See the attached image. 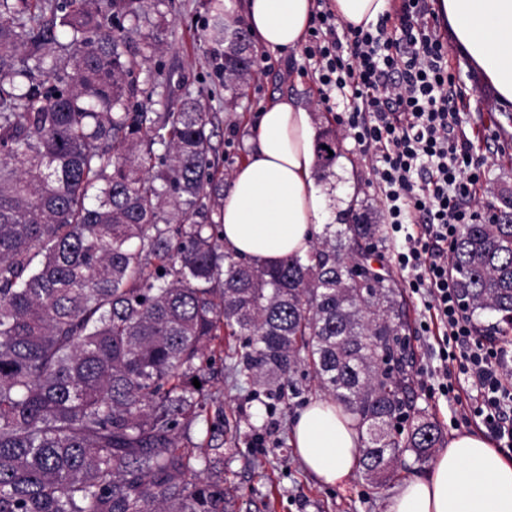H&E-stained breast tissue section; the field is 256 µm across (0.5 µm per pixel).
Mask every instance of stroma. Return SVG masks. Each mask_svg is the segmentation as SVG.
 I'll return each mask as SVG.
<instances>
[{"label":"stroma","instance_id":"stroma-1","mask_svg":"<svg viewBox=\"0 0 512 512\" xmlns=\"http://www.w3.org/2000/svg\"><path fill=\"white\" fill-rule=\"evenodd\" d=\"M208 0H165L149 13V28L157 34L160 45L143 65V75L163 74L165 82L153 95V111L178 108L186 92L202 93L211 111L219 116L220 163L225 174H232L246 154L249 136L247 121L274 95L295 99L315 114L317 129L340 126L339 112L326 110L318 101L317 87L306 73L308 62L302 51L273 54L255 47L256 58L265 62L262 71L250 80L244 95L233 110L224 108V78L215 70L214 47L206 41ZM450 55L456 73L470 92L469 108L462 116V130L472 141L481 143L487 189L480 206L491 210L498 205V194L512 190V154L500 153L496 145L512 139V104H501L494 89L486 84L480 71L455 47ZM374 157L363 153L351 137H344L335 175L328 180V214L354 208L369 212L383 221L384 206L376 186ZM401 238L383 234L373 268L391 276L402 287L410 330L407 342L414 354L410 398L415 409L424 411L439 426L443 439L465 432H485L480 419L466 416L458 426H451V413L445 399L431 398L423 386L432 372L440 371L439 345L435 335L419 328L426 311L418 295L405 290L407 272L395 263ZM216 364L210 388L222 392L224 453L231 463L224 476L237 489L234 512H384V502L391 490L402 483L431 473L432 463L399 467L394 479L379 487L362 470H354L343 483L328 486L309 474L289 443L297 412L320 398L321 392L312 374L297 369L284 383L279 399L261 404L248 385H232L220 361L223 347H216Z\"/></svg>","mask_w":512,"mask_h":512}]
</instances>
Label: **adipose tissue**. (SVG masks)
Returning a JSON list of instances; mask_svg holds the SVG:
<instances>
[{
	"mask_svg": "<svg viewBox=\"0 0 512 512\" xmlns=\"http://www.w3.org/2000/svg\"><path fill=\"white\" fill-rule=\"evenodd\" d=\"M337 17L377 24L390 0H331ZM312 0H246L247 25L268 51H295L305 42ZM454 42L485 74L499 98L512 103V0H438ZM248 150L224 196V244L238 256L273 265L305 254L327 221L316 180L312 112L288 97L268 101L249 124ZM291 445L321 483L334 485L355 469L361 437L335 402L313 401L292 426ZM385 512H512V458L480 433L450 439L432 473L396 488Z\"/></svg>",
	"mask_w": 512,
	"mask_h": 512,
	"instance_id": "obj_1",
	"label": "adipose tissue"
}]
</instances>
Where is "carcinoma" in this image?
Segmentation results:
<instances>
[{
    "mask_svg": "<svg viewBox=\"0 0 512 512\" xmlns=\"http://www.w3.org/2000/svg\"><path fill=\"white\" fill-rule=\"evenodd\" d=\"M151 3L0 0V512H233L206 372L223 335L246 339L234 379L269 396L306 367L366 429L376 484L426 461L442 433L410 415L397 286L368 263L380 225L344 213L274 266L224 247L217 116L201 95L151 112L139 80ZM209 9L228 109L256 59L224 0ZM341 154L321 131L322 177ZM500 202L462 226L449 273L467 312L512 325V191Z\"/></svg>",
    "mask_w": 512,
    "mask_h": 512,
    "instance_id": "carcinoma-1",
    "label": "carcinoma"
}]
</instances>
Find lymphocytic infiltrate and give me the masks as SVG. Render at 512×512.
I'll list each match as a JSON object with an SVG mask.
<instances>
[{"mask_svg":"<svg viewBox=\"0 0 512 512\" xmlns=\"http://www.w3.org/2000/svg\"><path fill=\"white\" fill-rule=\"evenodd\" d=\"M430 0H401L368 28L339 20L329 0H315L304 53L326 109L343 108L358 146L380 159L373 173L391 233L418 225L396 254L446 329L441 361L468 374L479 397L473 412L493 436L512 446V354L481 333L448 274V256L462 225L477 224L485 172L475 144L458 128L465 95L434 30Z\"/></svg>","mask_w":512,"mask_h":512,"instance_id":"1","label":"lymphocytic infiltrate"}]
</instances>
